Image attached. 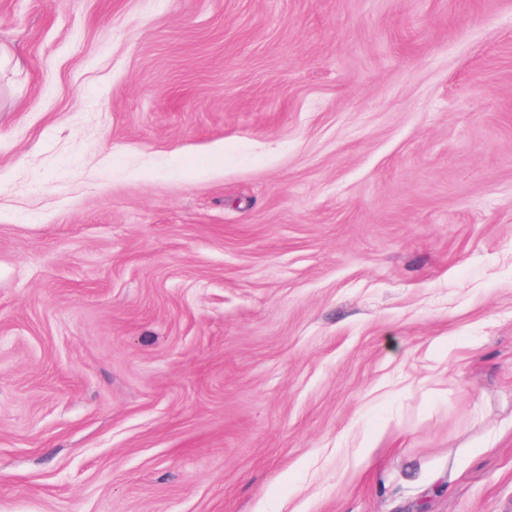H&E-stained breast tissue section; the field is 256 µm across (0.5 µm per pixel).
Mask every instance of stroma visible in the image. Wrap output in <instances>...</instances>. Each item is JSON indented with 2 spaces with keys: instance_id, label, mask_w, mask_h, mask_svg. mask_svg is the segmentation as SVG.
Segmentation results:
<instances>
[{
  "instance_id": "35a3bbf8",
  "label": "stroma",
  "mask_w": 512,
  "mask_h": 512,
  "mask_svg": "<svg viewBox=\"0 0 512 512\" xmlns=\"http://www.w3.org/2000/svg\"><path fill=\"white\" fill-rule=\"evenodd\" d=\"M0 52V512H512V0H0Z\"/></svg>"
}]
</instances>
